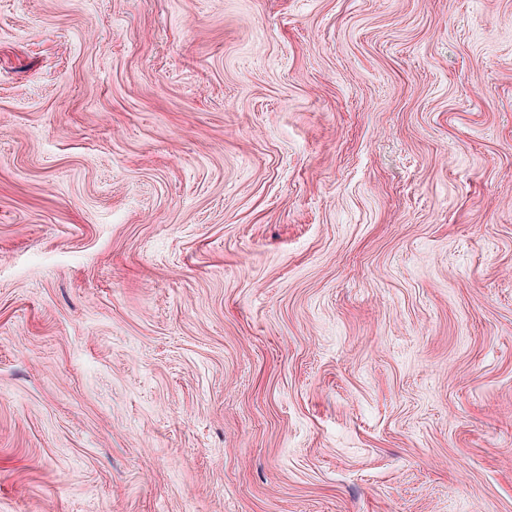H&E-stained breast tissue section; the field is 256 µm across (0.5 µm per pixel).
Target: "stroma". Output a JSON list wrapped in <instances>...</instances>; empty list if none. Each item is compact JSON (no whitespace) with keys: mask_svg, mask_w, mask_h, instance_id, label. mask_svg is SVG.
I'll use <instances>...</instances> for the list:
<instances>
[{"mask_svg":"<svg viewBox=\"0 0 512 512\" xmlns=\"http://www.w3.org/2000/svg\"><path fill=\"white\" fill-rule=\"evenodd\" d=\"M0 512H512V0H0Z\"/></svg>","mask_w":512,"mask_h":512,"instance_id":"1","label":"stroma"}]
</instances>
